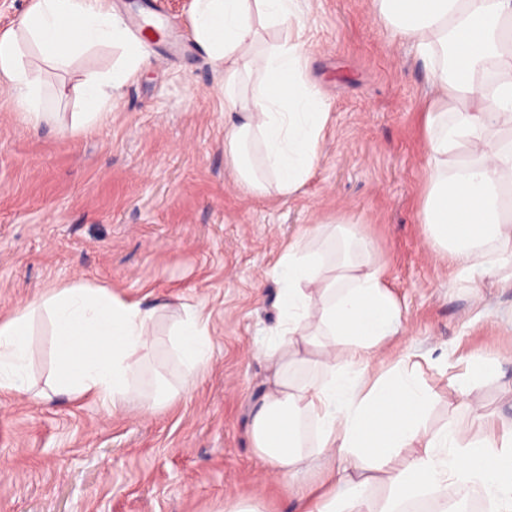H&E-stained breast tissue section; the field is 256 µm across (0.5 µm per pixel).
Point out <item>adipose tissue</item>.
Returning <instances> with one entry per match:
<instances>
[{
    "mask_svg": "<svg viewBox=\"0 0 512 512\" xmlns=\"http://www.w3.org/2000/svg\"><path fill=\"white\" fill-rule=\"evenodd\" d=\"M195 41L224 72L230 123L224 154L237 184L263 196L294 193L317 159L328 108L291 38L270 28L299 24L296 0H194ZM395 39L412 43L430 67L426 112L428 187L421 213L430 244L466 271L494 276L512 267V0H378ZM47 61L67 64L101 44L122 48L111 76L83 85L87 128L112 110V97L147 63L112 0H33L17 28L0 35V87L30 120L46 119L40 81L21 64L20 35ZM281 255L279 339L263 348L271 374L248 426L253 453L285 485L304 483L294 512H407L434 493L431 512H448L440 490L479 491L489 512H512V426L485 420L480 438L451 425L428 430L434 399L406 358L391 359L404 336L403 309L382 279V262L360 229L318 224ZM490 260L475 265L482 248ZM165 305L128 302L103 286H71L38 297L0 321V391L31 390L28 355L37 313L52 325L57 392L91 396L113 409H154L141 386L154 347L151 327ZM189 370L212 355L209 322L186 309L170 335ZM383 486L386 498L374 489Z\"/></svg>",
    "mask_w": 512,
    "mask_h": 512,
    "instance_id": "1",
    "label": "adipose tissue"
}]
</instances>
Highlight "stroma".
Returning a JSON list of instances; mask_svg holds the SVG:
<instances>
[{
	"mask_svg": "<svg viewBox=\"0 0 512 512\" xmlns=\"http://www.w3.org/2000/svg\"><path fill=\"white\" fill-rule=\"evenodd\" d=\"M114 4L124 17L140 4L160 13L187 47L146 44L147 65L87 129L76 125L84 81L110 75L121 48L66 66L23 51L51 116L31 125L0 92V320L80 284L149 304L179 296L209 314L212 357L188 374L165 314L149 366L170 399L155 411L0 391V512H227L241 498L292 512L298 491L254 456L248 421L269 375L259 351L280 318L274 266L313 224L358 223L380 257L407 319L393 352L424 356L422 379L438 394L427 427L480 436L459 384L468 363L493 357L500 371L467 399L511 425L512 286L459 274L427 241L429 70L374 0H298L330 122L311 176L287 197H253L236 182L224 80L193 39V0ZM50 339L36 316L30 372L41 387L55 366Z\"/></svg>",
	"mask_w": 512,
	"mask_h": 512,
	"instance_id": "35a3bbf8",
	"label": "stroma"
}]
</instances>
